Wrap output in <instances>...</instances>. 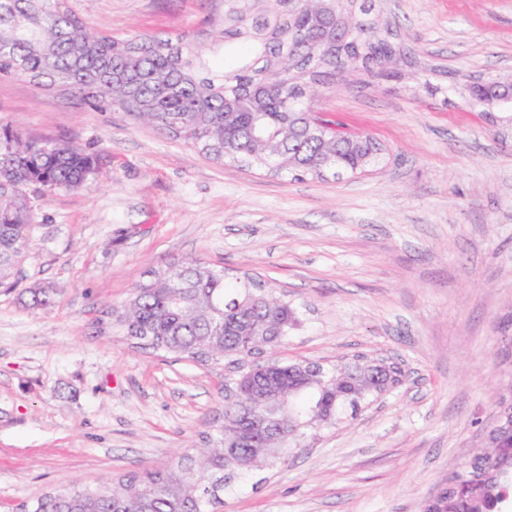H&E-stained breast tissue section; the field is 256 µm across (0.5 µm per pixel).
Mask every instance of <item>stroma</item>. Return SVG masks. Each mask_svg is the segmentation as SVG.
I'll return each mask as SVG.
<instances>
[{
    "label": "stroma",
    "instance_id": "stroma-1",
    "mask_svg": "<svg viewBox=\"0 0 512 512\" xmlns=\"http://www.w3.org/2000/svg\"><path fill=\"white\" fill-rule=\"evenodd\" d=\"M74 3L114 35L192 36L223 13L221 0ZM376 6L422 67L400 82L357 72L321 100L385 150L349 180L222 164L64 88L0 77V126L92 148L99 169L76 190L30 191L32 244L0 286V505L164 466L208 431L217 372L91 330L145 271L187 257L300 307L280 357L361 355L404 374L241 481L221 512H422L475 451L512 384V115L485 114L464 87L512 78V0ZM42 284L57 290L46 311L27 305Z\"/></svg>",
    "mask_w": 512,
    "mask_h": 512
}]
</instances>
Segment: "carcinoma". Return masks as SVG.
Segmentation results:
<instances>
[{"label": "carcinoma", "mask_w": 512, "mask_h": 512, "mask_svg": "<svg viewBox=\"0 0 512 512\" xmlns=\"http://www.w3.org/2000/svg\"><path fill=\"white\" fill-rule=\"evenodd\" d=\"M374 2L224 0L219 34L173 38L95 31L72 0H0V75L63 87L102 112L120 109L217 162L339 181L377 167L384 149L323 121L308 87L329 89L360 68L398 80L396 65H415L381 32ZM97 174L85 148L0 127V284L31 244L28 190H76ZM54 294L33 289L31 306L47 308ZM300 324L285 297L197 258L147 271L125 301L101 312L94 333L219 372L210 430L162 468L62 484L16 512H219L237 481L379 399L375 362L272 357ZM496 406L500 443L448 477L447 512L512 506V387Z\"/></svg>", "instance_id": "cac0c4a2"}]
</instances>
